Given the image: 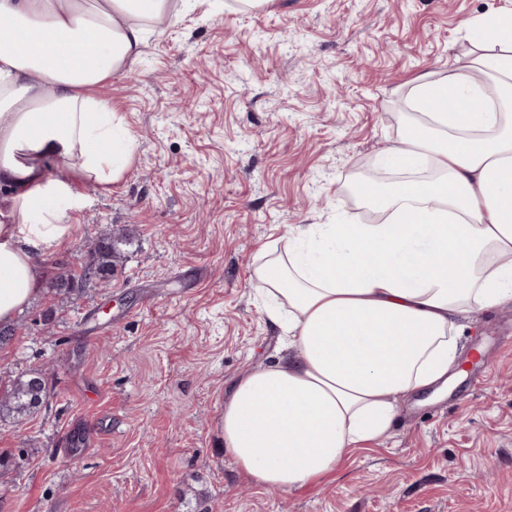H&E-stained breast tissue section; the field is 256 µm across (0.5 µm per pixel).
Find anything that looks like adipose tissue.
Instances as JSON below:
<instances>
[{"mask_svg":"<svg viewBox=\"0 0 512 512\" xmlns=\"http://www.w3.org/2000/svg\"><path fill=\"white\" fill-rule=\"evenodd\" d=\"M169 3L0 0L14 27L0 35V324L39 292L65 243L55 200L120 174L103 149L112 114L92 91L138 61ZM466 32L469 50L409 94L443 93L462 109L424 113L394 153L435 179L384 197L361 183L382 223L306 225L255 272L292 346L234 382L224 404V446L256 485L289 491L336 473L359 444L387 436L399 398L447 386L458 317L512 304V14ZM53 160L65 178H47Z\"/></svg>","mask_w":512,"mask_h":512,"instance_id":"adipose-tissue-1","label":"adipose tissue"}]
</instances>
